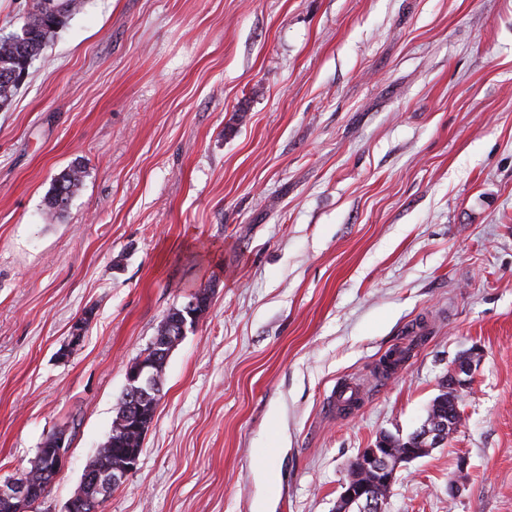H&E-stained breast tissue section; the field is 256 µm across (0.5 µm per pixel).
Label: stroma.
<instances>
[{
    "instance_id": "1",
    "label": "stroma",
    "mask_w": 512,
    "mask_h": 512,
    "mask_svg": "<svg viewBox=\"0 0 512 512\" xmlns=\"http://www.w3.org/2000/svg\"><path fill=\"white\" fill-rule=\"evenodd\" d=\"M203 288L103 512H336L474 347L460 429L384 512H512V0H86L0 110V482L68 441L31 512H64ZM85 177V170L79 164L64 169L56 178L45 197L49 216L58 217L69 207L70 202ZM183 319L185 320L179 324L178 327L174 328V336L163 335L169 331L170 325L174 326L176 323L182 321ZM191 321L192 320L188 317V314L185 311L184 305L170 309L160 322V325L158 326L156 334L150 345L146 348L145 356L135 361L130 370H134L139 366L144 365L148 374H152L158 377L162 384L161 376L165 365L162 361V357H155L158 348H153V345H155L154 339L156 336H163L157 341V346L164 350L160 352V354H166L167 348L176 347L185 338L187 331L192 330L196 326L197 322H194L192 325L188 326V323L190 324ZM146 371L144 367H141L140 369L128 374L126 388L128 391H131L137 395L142 394L144 398H148L147 394L144 392V387L149 388L153 394L159 395L161 392H158L157 389L161 387L160 382L157 379H153L152 376H148ZM151 402H153V397L149 395V398L146 400V402L142 404V409L140 411L141 424L147 430L153 422L154 414L158 405L152 404Z\"/></svg>"
}]
</instances>
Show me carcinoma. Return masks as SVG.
Returning a JSON list of instances; mask_svg holds the SVG:
<instances>
[{
  "label": "carcinoma",
  "mask_w": 512,
  "mask_h": 512,
  "mask_svg": "<svg viewBox=\"0 0 512 512\" xmlns=\"http://www.w3.org/2000/svg\"><path fill=\"white\" fill-rule=\"evenodd\" d=\"M42 14L31 13L20 30L10 33H0V109L8 107L13 101L20 83L18 73L28 63L39 58L48 44L54 39L57 30L64 26L66 20L81 10L83 0H44ZM85 177V170L80 164H73L63 170L56 178L45 197L47 214L51 217L62 215ZM188 319L185 306L170 309L157 328L156 335L161 336L169 331V327L182 320ZM157 348L148 346L145 356L132 365L136 369L143 365L146 371L156 377H161L164 369L162 358L156 356ZM127 401L121 399L116 405V415L112 421L111 431L105 442L91 459V464L100 474V482L88 483L79 488L80 493L87 499L105 502L112 493V487H104L106 481L112 478L114 470L127 457L142 452V446L133 433L125 429L124 405ZM55 435H49L38 449L36 460L21 477L26 482L32 505L42 500L52 483L47 472V466L42 455L47 452Z\"/></svg>",
  "instance_id": "obj_1"
}]
</instances>
